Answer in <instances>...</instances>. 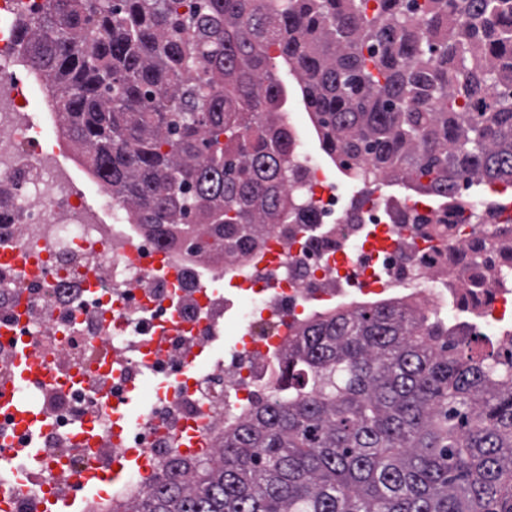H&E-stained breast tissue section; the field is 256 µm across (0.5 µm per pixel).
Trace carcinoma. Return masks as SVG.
I'll list each match as a JSON object with an SVG mask.
<instances>
[{
    "label": "carcinoma",
    "instance_id": "carcinoma-1",
    "mask_svg": "<svg viewBox=\"0 0 512 512\" xmlns=\"http://www.w3.org/2000/svg\"><path fill=\"white\" fill-rule=\"evenodd\" d=\"M15 32L84 166L161 243L245 254L274 218L311 223L272 49L363 182L512 187V0H43ZM498 339L392 302L314 319L224 449L133 512H512Z\"/></svg>",
    "mask_w": 512,
    "mask_h": 512
}]
</instances>
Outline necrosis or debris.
I'll return each instance as SVG.
<instances>
[{
	"label": "necrosis or debris",
	"instance_id": "4bbe7bcc",
	"mask_svg": "<svg viewBox=\"0 0 512 512\" xmlns=\"http://www.w3.org/2000/svg\"><path fill=\"white\" fill-rule=\"evenodd\" d=\"M57 138L0 105V186L14 192L0 246L18 256L0 262V373L13 367L18 336L47 364L42 453L22 462L23 482H0L9 512H44L53 492L75 497L79 512H130L181 458L188 431L201 439L195 460L222 449L225 427L273 390L290 341L313 316L395 300L453 317L465 299L478 313L473 332L486 334L512 306V287L476 285L455 262L488 226L512 240V212L469 198L449 203L439 224L434 206L411 195L353 192L327 176L303 128L289 163L302 171L312 221L267 225L248 255L160 245L118 209L103 219L57 164ZM245 298L254 305L241 317ZM148 375L143 416L115 433L112 405ZM129 448L148 457L147 470L81 493L74 472L108 467Z\"/></svg>",
	"mask_w": 512,
	"mask_h": 512
}]
</instances>
